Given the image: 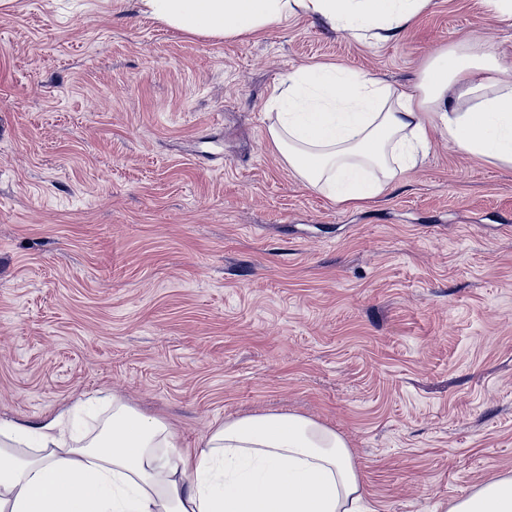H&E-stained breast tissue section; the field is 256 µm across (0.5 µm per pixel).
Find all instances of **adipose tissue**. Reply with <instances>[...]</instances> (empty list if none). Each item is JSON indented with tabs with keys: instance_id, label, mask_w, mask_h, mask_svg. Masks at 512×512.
<instances>
[{
	"instance_id": "adipose-tissue-1",
	"label": "adipose tissue",
	"mask_w": 512,
	"mask_h": 512,
	"mask_svg": "<svg viewBox=\"0 0 512 512\" xmlns=\"http://www.w3.org/2000/svg\"><path fill=\"white\" fill-rule=\"evenodd\" d=\"M181 31L250 36L306 16L380 44L430 0H137ZM476 48L432 60L421 82L394 90L333 64L274 87L271 142L307 184L361 205L427 153L431 129L465 153L512 166V81ZM458 87L461 103L448 97ZM65 413L0 425V512H364L360 473L336 430L292 412L228 418L191 450L175 425L121 399L85 445L71 446ZM448 512H512V477L485 481Z\"/></svg>"
}]
</instances>
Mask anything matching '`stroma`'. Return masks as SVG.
Masks as SVG:
<instances>
[{"label": "stroma", "instance_id": "1", "mask_svg": "<svg viewBox=\"0 0 512 512\" xmlns=\"http://www.w3.org/2000/svg\"><path fill=\"white\" fill-rule=\"evenodd\" d=\"M512 66V19L431 0L372 45L298 16L236 39L137 0H0V423L98 397L176 424L288 411L340 433L369 512H448L512 476V167L433 133L332 203L268 139L332 63L397 89L437 54Z\"/></svg>", "mask_w": 512, "mask_h": 512}]
</instances>
